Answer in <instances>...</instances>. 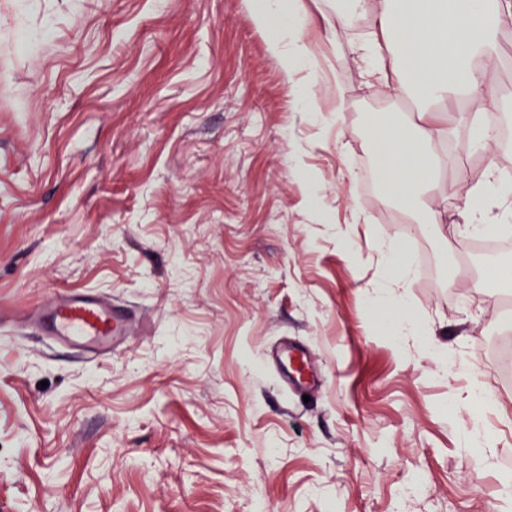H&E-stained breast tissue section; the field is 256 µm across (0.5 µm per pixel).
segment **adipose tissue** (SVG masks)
Segmentation results:
<instances>
[{
  "label": "adipose tissue",
  "mask_w": 512,
  "mask_h": 512,
  "mask_svg": "<svg viewBox=\"0 0 512 512\" xmlns=\"http://www.w3.org/2000/svg\"><path fill=\"white\" fill-rule=\"evenodd\" d=\"M259 27L271 30L269 51L287 78L312 70L316 60L302 30L315 27L324 35L350 30L368 22L365 36L353 39L351 52L361 76L372 86L396 96L409 94L417 102L416 121L387 119L385 114L367 112L363 123L377 154L383 186L401 208L419 206L424 189L432 180L434 159L452 131L440 123L434 104L456 95L475 118L468 128L471 146L489 149L496 139L492 126L482 116L496 100L487 81L494 60L493 50L503 30L512 28V0H381L371 11L370 0H342L331 13L311 12L289 6L287 0H249ZM469 193L483 199L480 207L466 206L460 215L465 231L486 235L512 234V186L502 183L494 169H487ZM402 245L391 240L380 248L389 271L373 290V303L399 310L393 328L402 344L419 343L424 328L404 309L412 266L403 260ZM489 402L503 417L512 416V404L482 386H472L456 395L457 408L471 414L464 441L479 448L487 466H495L498 451L486 442L479 415L473 405Z\"/></svg>",
  "instance_id": "obj_1"
}]
</instances>
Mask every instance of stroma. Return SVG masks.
Returning a JSON list of instances; mask_svg holds the SVG:
<instances>
[{
	"instance_id": "stroma-1",
	"label": "stroma",
	"mask_w": 512,
	"mask_h": 512,
	"mask_svg": "<svg viewBox=\"0 0 512 512\" xmlns=\"http://www.w3.org/2000/svg\"><path fill=\"white\" fill-rule=\"evenodd\" d=\"M268 38L245 0H0V512H512V469L464 448L452 402L512 337V248L364 191L360 114L415 104L363 82L350 33L312 41L315 114ZM463 108L452 214L512 169V147L468 154ZM394 238L453 378L371 309ZM58 292L124 309L130 342L94 358L19 328ZM284 338L320 373L306 393L265 364Z\"/></svg>"
}]
</instances>
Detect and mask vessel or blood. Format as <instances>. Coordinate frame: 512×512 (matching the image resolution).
Wrapping results in <instances>:
<instances>
[{
	"instance_id": "vessel-or-blood-1",
	"label": "vessel or blood",
	"mask_w": 512,
	"mask_h": 512,
	"mask_svg": "<svg viewBox=\"0 0 512 512\" xmlns=\"http://www.w3.org/2000/svg\"><path fill=\"white\" fill-rule=\"evenodd\" d=\"M45 331L74 348L111 351L130 333L127 317L114 311L98 297L59 293L38 311ZM281 377L297 390H305L316 381L310 357L305 349L285 347L276 359Z\"/></svg>"
}]
</instances>
